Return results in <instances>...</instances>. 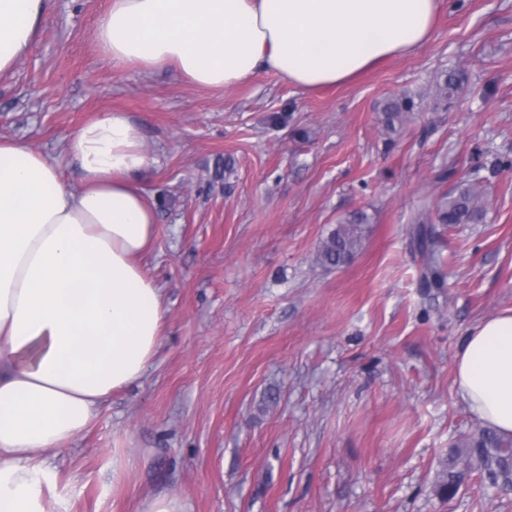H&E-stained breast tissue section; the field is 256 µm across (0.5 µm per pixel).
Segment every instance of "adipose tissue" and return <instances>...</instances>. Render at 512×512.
<instances>
[{
  "instance_id": "adipose-tissue-1",
  "label": "adipose tissue",
  "mask_w": 512,
  "mask_h": 512,
  "mask_svg": "<svg viewBox=\"0 0 512 512\" xmlns=\"http://www.w3.org/2000/svg\"><path fill=\"white\" fill-rule=\"evenodd\" d=\"M441 0H110L96 25L107 59L174 68L228 89L276 73L301 91L353 80L433 37ZM48 0H0V76L37 36ZM83 181L0 140V512H43L48 461L158 354L168 310L142 257L156 213L140 186L153 160L129 114L107 112L68 143ZM453 387L512 438V310L459 345Z\"/></svg>"
}]
</instances>
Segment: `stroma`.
Masks as SVG:
<instances>
[{
  "instance_id": "1",
  "label": "stroma",
  "mask_w": 512,
  "mask_h": 512,
  "mask_svg": "<svg viewBox=\"0 0 512 512\" xmlns=\"http://www.w3.org/2000/svg\"><path fill=\"white\" fill-rule=\"evenodd\" d=\"M109 0H50L37 39L0 77V139L81 176L67 145L112 111L155 162L144 259L168 325L142 383L105 400L53 459L45 512H512L478 480L448 501L440 462L482 428L453 390L469 329L512 310V0H443L432 40L355 80L300 92L262 72L230 89L104 58ZM464 77L438 104L440 72ZM412 98L404 126L380 108ZM468 182L486 217L444 229L447 286L426 292L419 211ZM364 212L340 267L318 249ZM187 501L181 497L161 493L144 504L142 512H190Z\"/></svg>"
}]
</instances>
